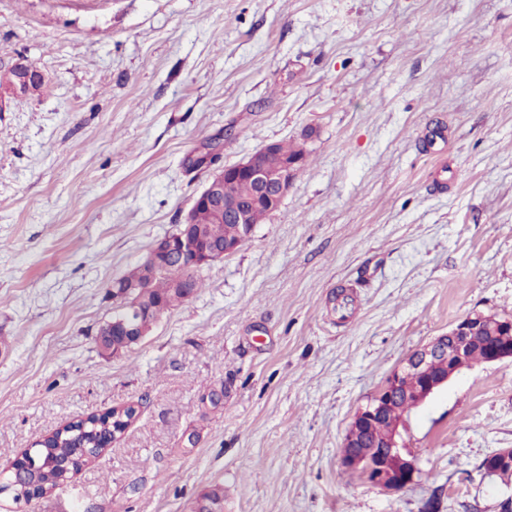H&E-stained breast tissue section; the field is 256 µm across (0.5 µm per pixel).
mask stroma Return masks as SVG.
Here are the masks:
<instances>
[{
  "mask_svg": "<svg viewBox=\"0 0 512 512\" xmlns=\"http://www.w3.org/2000/svg\"><path fill=\"white\" fill-rule=\"evenodd\" d=\"M0 472L67 424L124 435L0 512H500L512 361L412 411L403 491L341 464L357 409L462 317L512 318V0H0ZM307 153L279 207L116 357L112 283L206 181ZM221 391L218 406L209 402ZM10 70L8 87L0 92V100H19L38 92L45 84L44 74L29 69L23 58H17Z\"/></svg>",
  "mask_w": 512,
  "mask_h": 512,
  "instance_id": "obj_1",
  "label": "stroma"
}]
</instances>
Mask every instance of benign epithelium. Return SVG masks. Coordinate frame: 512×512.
Returning <instances> with one entry per match:
<instances>
[{"mask_svg": "<svg viewBox=\"0 0 512 512\" xmlns=\"http://www.w3.org/2000/svg\"><path fill=\"white\" fill-rule=\"evenodd\" d=\"M45 84L44 74L27 67L25 60L17 59L10 68L8 87L0 92V100H19L39 91ZM306 160V152L288 157L274 153L269 143L249 154L239 162L224 167L205 184L194 199L192 208H205L227 224L241 225V232L234 242L210 239L202 226L195 225L192 214H187L185 224L193 231L178 230L158 240L150 249L143 266L152 271L167 263L176 262L192 272L213 261L236 252L252 235L254 226L249 219V206L224 197V180L235 179L246 183L251 191L250 206L265 205L276 209L291 187ZM113 312L120 314L118 323L133 342H139L147 329L160 317L159 306L144 305L130 299V289L121 280L112 283ZM512 327L509 319L470 314L458 320L448 333L412 351L387 377L384 385L359 408L346 434L344 447H349L360 431L373 424L384 412L398 406L399 417L394 419L382 437L376 460H366L354 455L342 456L343 466L357 469L374 486L398 492L413 480L416 471L414 457L404 448L403 434L407 430L406 412L420 406L437 389L463 368L476 364H493L512 360V346L491 348L483 358L471 355V341L483 328Z\"/></svg>", "mask_w": 512, "mask_h": 512, "instance_id": "benign-epithelium-1", "label": "benign epithelium"}]
</instances>
